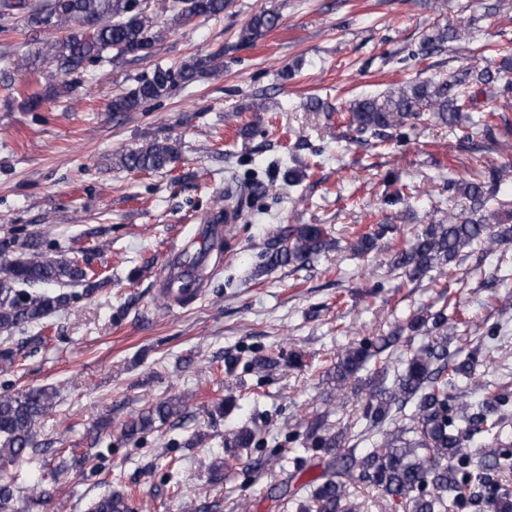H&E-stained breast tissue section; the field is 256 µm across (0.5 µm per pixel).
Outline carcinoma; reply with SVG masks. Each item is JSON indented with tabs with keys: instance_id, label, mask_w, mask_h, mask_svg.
I'll return each instance as SVG.
<instances>
[{
	"instance_id": "1",
	"label": "carcinoma",
	"mask_w": 512,
	"mask_h": 512,
	"mask_svg": "<svg viewBox=\"0 0 512 512\" xmlns=\"http://www.w3.org/2000/svg\"><path fill=\"white\" fill-rule=\"evenodd\" d=\"M228 0H172L170 8L181 19L217 17L224 13ZM10 16L28 30L66 35L49 43L45 61L62 74L85 69L89 63H112L131 57H147L163 37L141 7L140 0H0V18ZM279 14L262 9L241 31L240 42L249 44L277 27ZM471 31L433 26L424 35L419 55L431 56L445 50L453 41L466 42ZM223 52L196 55L176 67L155 66L140 77L135 87L112 98L114 112H134L167 96L178 86L192 84L197 77L217 69L215 61ZM484 86L487 104L480 115L472 116V85ZM512 93V57L504 55L499 66L476 69L466 67L439 79L414 80L378 96L354 100L349 105V122L365 139L380 145L395 136L409 137L415 121L430 120L438 125L458 126L466 137L482 134L500 151L512 150V123L498 112L495 101ZM178 156V147L169 138L154 139L140 147L120 153V167L132 172H156L169 167ZM481 180L461 184L465 205L449 197L450 208L428 225L425 234L398 252L392 268L402 271L410 282L431 277L438 285L447 275L445 266L463 249L479 244L488 252H499L512 245V207L498 198V185L512 168L491 166L477 158ZM385 225L372 234L356 236L350 249L357 253L371 251L384 234ZM338 243L324 224H295L277 236L266 263L270 266L299 263L306 265ZM88 261L73 253L48 257L33 238L27 251L12 249V241L0 240V332L37 324L52 313L68 308L76 294L63 286L82 283L91 293L99 283ZM57 289L50 290L48 286ZM431 324L435 337L414 351L404 369L391 385L384 381L369 384L363 418L369 428L390 420L392 429L377 430L372 447L361 453L345 447V438L326 432L323 424L312 432L313 448L329 455L325 472L301 485L303 493L292 499L294 512H356L347 499L349 487L363 482L388 496L399 497L406 512H457L464 503V493L476 487L488 489L493 512H512V497L492 483L489 473L512 470V438L504 431L506 400L495 385L480 380L476 353L448 350V332L459 322L448 315V304L432 313L425 310L407 325L419 329ZM400 339L395 331L381 346L368 341L344 350L336 362V383L342 385L373 360L387 371L391 353ZM56 393L49 387L0 389V467L34 458L41 449L34 440V429L55 406ZM185 398L171 397L140 412L122 424L121 439L130 441L152 431L157 424L185 414ZM256 432L244 424L224 437L228 456L254 443ZM105 454L97 451L82 456L89 474L104 470ZM18 477L0 484V512L14 510ZM142 506L132 492L123 488L109 491L92 501L88 512H141Z\"/></svg>"
}]
</instances>
